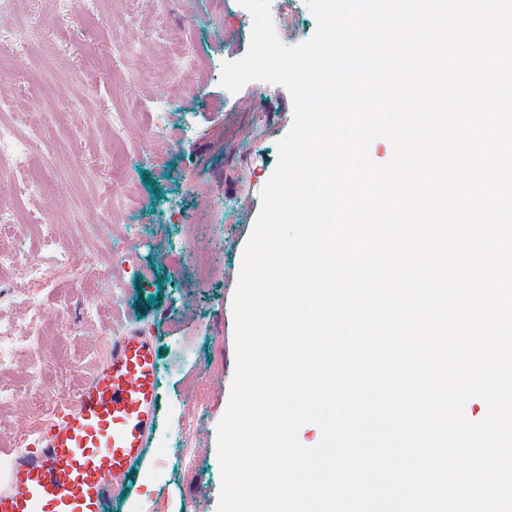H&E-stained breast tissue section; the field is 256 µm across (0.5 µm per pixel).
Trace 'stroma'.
I'll use <instances>...</instances> for the list:
<instances>
[{"instance_id":"stroma-1","label":"stroma","mask_w":512,"mask_h":512,"mask_svg":"<svg viewBox=\"0 0 512 512\" xmlns=\"http://www.w3.org/2000/svg\"><path fill=\"white\" fill-rule=\"evenodd\" d=\"M287 47L309 41L307 0H271ZM251 13L238 0H0V100L41 136L33 163L0 195L14 198L26 257L47 278L32 315L20 272L0 273V316L16 348L0 371V461L104 358L111 329L129 323L156 348L159 428L112 512H191L205 490L217 512V428L235 373L233 301L261 191L293 125L291 94L252 81L232 92L222 66L248 52ZM195 57L182 69L173 52ZM168 100L155 120L156 98ZM126 113L121 125L112 115ZM39 183L36 196L24 188ZM52 223L73 263L58 268L30 235ZM212 257L197 286L191 256ZM121 292H113L109 279Z\"/></svg>"}]
</instances>
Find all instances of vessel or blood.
<instances>
[{
	"label": "vessel or blood",
	"mask_w": 512,
	"mask_h": 512,
	"mask_svg": "<svg viewBox=\"0 0 512 512\" xmlns=\"http://www.w3.org/2000/svg\"><path fill=\"white\" fill-rule=\"evenodd\" d=\"M159 427L154 339L132 325L0 467V512H112Z\"/></svg>",
	"instance_id": "b4317fda"
}]
</instances>
